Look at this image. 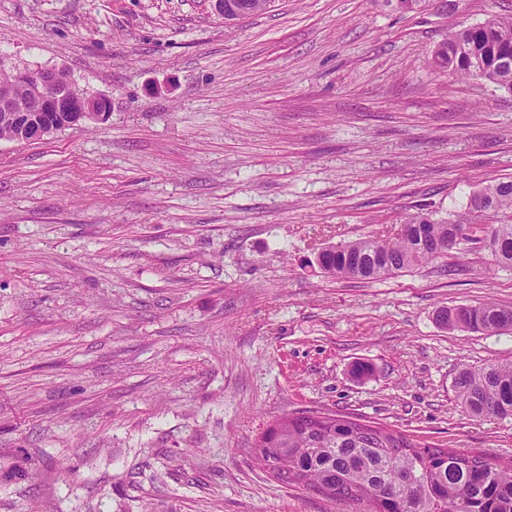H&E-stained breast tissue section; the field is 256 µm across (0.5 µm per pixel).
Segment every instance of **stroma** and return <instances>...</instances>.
I'll list each match as a JSON object with an SVG mask.
<instances>
[{
	"label": "stroma",
	"mask_w": 512,
	"mask_h": 512,
	"mask_svg": "<svg viewBox=\"0 0 512 512\" xmlns=\"http://www.w3.org/2000/svg\"><path fill=\"white\" fill-rule=\"evenodd\" d=\"M511 14L272 0L228 26L211 0H0L5 65L111 101L0 140V512H349L255 456L303 411L512 458V416L456 398L512 332L436 320L512 308V268L469 243L373 282L315 260L512 177V93L432 65ZM439 321L449 330L464 328L473 332L497 333L512 330V309L494 302L459 307H446L439 312Z\"/></svg>",
	"instance_id": "1"
}]
</instances>
